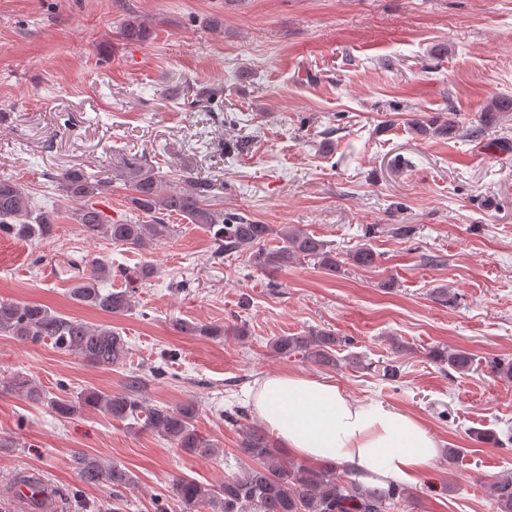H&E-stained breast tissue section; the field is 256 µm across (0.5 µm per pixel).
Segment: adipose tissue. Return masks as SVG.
<instances>
[{
  "mask_svg": "<svg viewBox=\"0 0 512 512\" xmlns=\"http://www.w3.org/2000/svg\"><path fill=\"white\" fill-rule=\"evenodd\" d=\"M249 396L290 455L346 465L369 484L418 483L439 455L438 439L418 419L356 400L330 380L273 372L256 380Z\"/></svg>",
  "mask_w": 512,
  "mask_h": 512,
  "instance_id": "adipose-tissue-1",
  "label": "adipose tissue"
}]
</instances>
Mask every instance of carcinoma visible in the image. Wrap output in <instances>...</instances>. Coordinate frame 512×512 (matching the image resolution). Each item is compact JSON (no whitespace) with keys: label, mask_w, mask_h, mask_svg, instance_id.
<instances>
[{"label":"carcinoma","mask_w":512,"mask_h":512,"mask_svg":"<svg viewBox=\"0 0 512 512\" xmlns=\"http://www.w3.org/2000/svg\"><path fill=\"white\" fill-rule=\"evenodd\" d=\"M120 36L128 42H143L150 36L147 25L136 17L127 19ZM422 133L461 136L477 139L486 126L479 124L465 130L439 117L417 123ZM130 191V210L150 218L142 224L134 218L115 220L101 208L102 199L110 194L112 182L98 179L80 168L67 169L54 181L62 197L75 204L74 220L90 239H104L116 247L147 251L170 238L174 227L168 219L180 216L209 233L218 256H231L238 251L249 253L250 265L262 271H282L294 264L312 262L328 273H336L344 264L370 269L376 265V254L368 246H359L339 259L325 240L296 225L284 224L275 229L250 218L224 212L211 204L221 188L211 177L185 175L182 186L166 187L159 175L142 159L127 158L115 174ZM54 230V216L36 208L19 183L9 176L0 177V234L15 238H49ZM279 244L271 246L269 239ZM111 276V267L102 258L88 262L85 270L69 288L70 298L81 305L109 314H126L133 310L130 288L105 290L101 282ZM175 328L195 336L218 337L224 329L218 326L178 322ZM0 333L30 344L48 341L64 354L77 355L85 361L110 368L122 363L128 354L127 343L112 326L90 324L66 317L40 303L0 300ZM341 339L325 328H311L302 333L277 336L270 347L279 355L302 354L318 366H336V347ZM433 358L446 363L461 376L473 369V357L461 349H441ZM163 373L153 367L149 372L131 371L122 390L106 393L84 390L74 397L60 395L50 401L52 410L69 418L81 409H98L119 421H132L140 430L151 432L173 448L201 457L217 455V446L201 435L196 426L197 409L192 401L178 406L153 405L141 397L148 377ZM11 390L31 401L42 399V391L27 377L10 381ZM238 453L252 461L241 473L224 478L218 484H204L189 476L171 479L168 499L156 503L155 512H168L174 502L180 512H389L402 498L400 486L383 488L359 481L343 464L329 463L307 466L286 457L259 425L240 427ZM79 476L87 486L107 487L115 492L135 485L133 474L125 467L107 464L83 455L78 458ZM17 483L27 487L29 512H43L40 496L48 489L29 476ZM495 512H512V475L502 474L488 482Z\"/></svg>","instance_id":"cac0c4a2"}]
</instances>
